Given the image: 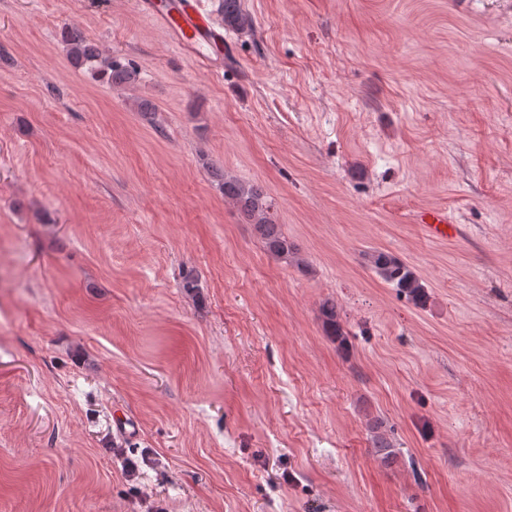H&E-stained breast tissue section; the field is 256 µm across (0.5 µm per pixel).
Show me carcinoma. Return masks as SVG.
I'll use <instances>...</instances> for the list:
<instances>
[{
  "label": "carcinoma",
  "instance_id": "1",
  "mask_svg": "<svg viewBox=\"0 0 512 512\" xmlns=\"http://www.w3.org/2000/svg\"><path fill=\"white\" fill-rule=\"evenodd\" d=\"M224 27L243 31L252 26L251 17L243 10L241 0H221ZM61 41L68 46V57L74 67L86 69L111 85L131 83L136 70L120 58L103 53L75 25H66L60 30ZM224 199L232 202L264 243L268 252L282 259L296 254L295 245L283 234L280 225L271 215L272 202L257 185H249L231 176H224ZM376 274L390 287L417 306L427 300L425 285L419 276L398 257L378 252L371 257ZM322 325L326 335L341 345L347 342V332L341 325L336 304L330 300L320 308Z\"/></svg>",
  "mask_w": 512,
  "mask_h": 512
}]
</instances>
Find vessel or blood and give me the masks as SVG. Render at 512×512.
<instances>
[{
    "mask_svg": "<svg viewBox=\"0 0 512 512\" xmlns=\"http://www.w3.org/2000/svg\"><path fill=\"white\" fill-rule=\"evenodd\" d=\"M143 8L185 54L205 64L224 51V31L204 14L198 0H174L171 7L155 10L151 0ZM432 236L447 240L454 235V220L445 212H430L420 218Z\"/></svg>",
    "mask_w": 512,
    "mask_h": 512,
    "instance_id": "1",
    "label": "vessel or blood"
}]
</instances>
